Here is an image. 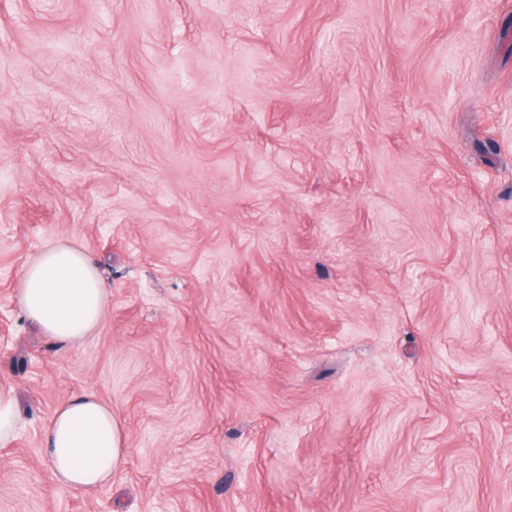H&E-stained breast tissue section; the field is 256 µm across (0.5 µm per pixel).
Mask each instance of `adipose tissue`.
Listing matches in <instances>:
<instances>
[{"mask_svg": "<svg viewBox=\"0 0 512 512\" xmlns=\"http://www.w3.org/2000/svg\"><path fill=\"white\" fill-rule=\"evenodd\" d=\"M17 300L26 318L46 336L77 347L98 328L107 291L88 256L59 242L25 267ZM43 444L56 483L87 492L110 484L128 462L121 419L93 393L58 406Z\"/></svg>", "mask_w": 512, "mask_h": 512, "instance_id": "obj_1", "label": "adipose tissue"}]
</instances>
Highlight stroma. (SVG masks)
<instances>
[{
	"mask_svg": "<svg viewBox=\"0 0 512 512\" xmlns=\"http://www.w3.org/2000/svg\"><path fill=\"white\" fill-rule=\"evenodd\" d=\"M60 240L77 349L16 299ZM1 266L0 512H512V0H0ZM17 300L26 318L46 336L78 347L98 328L107 291L88 256L59 242L24 268ZM20 426V415L14 390L0 386V443L10 441ZM43 444L56 483L87 492L110 484L128 462L121 419L93 393L58 406Z\"/></svg>",
	"mask_w": 512,
	"mask_h": 512,
	"instance_id": "obj_1",
	"label": "stroma"
}]
</instances>
